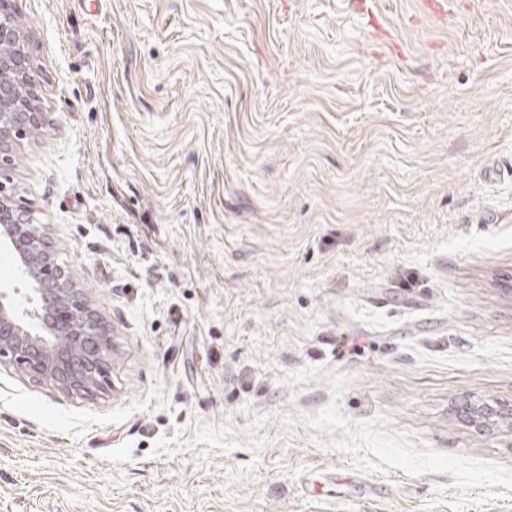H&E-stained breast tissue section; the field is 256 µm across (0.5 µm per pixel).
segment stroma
I'll return each mask as SVG.
<instances>
[{
    "mask_svg": "<svg viewBox=\"0 0 512 512\" xmlns=\"http://www.w3.org/2000/svg\"><path fill=\"white\" fill-rule=\"evenodd\" d=\"M454 2L15 0L112 352L0 363V512H512V0ZM461 412L466 417L473 418L474 421L477 420V421L483 422V420H484V423L486 420H490L495 417L502 419V420H509V419L511 420V416H512L511 406L510 407H507V406L494 407L489 404H485L481 407L480 406L472 407L471 405L470 406L467 405V406L461 408Z\"/></svg>",
    "mask_w": 512,
    "mask_h": 512,
    "instance_id": "obj_1",
    "label": "stroma"
}]
</instances>
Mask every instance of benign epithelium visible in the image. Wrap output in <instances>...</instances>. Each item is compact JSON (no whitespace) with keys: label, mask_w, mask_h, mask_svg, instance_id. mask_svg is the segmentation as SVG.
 Segmentation results:
<instances>
[{"label":"benign epithelium","mask_w":512,"mask_h":512,"mask_svg":"<svg viewBox=\"0 0 512 512\" xmlns=\"http://www.w3.org/2000/svg\"><path fill=\"white\" fill-rule=\"evenodd\" d=\"M12 0H0V70L23 74L29 90L33 79L20 40L9 22ZM43 113L26 108L13 87L0 85V163L8 161L12 143L38 129ZM0 239L12 245L17 268L28 284L32 311L20 308L0 289V360L7 358L41 381L77 397L101 388L112 351V335L69 270L57 259L54 243L34 223L29 205L7 188L0 172ZM461 412L477 421L509 420L512 408L489 404L465 406Z\"/></svg>","instance_id":"obj_1"}]
</instances>
